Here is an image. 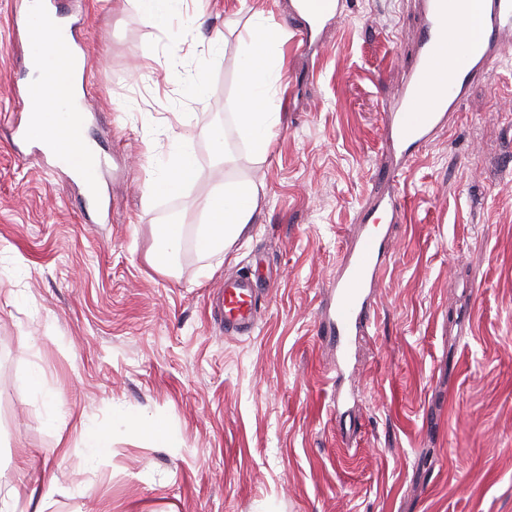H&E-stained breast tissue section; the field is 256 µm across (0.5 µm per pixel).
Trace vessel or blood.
Here are the masks:
<instances>
[{
    "mask_svg": "<svg viewBox=\"0 0 512 512\" xmlns=\"http://www.w3.org/2000/svg\"><path fill=\"white\" fill-rule=\"evenodd\" d=\"M42 2V10L22 13L30 35L28 55L31 62L39 65L41 79L22 86L17 93L27 113L13 121L12 138L28 145L42 140L45 128H52L49 150L57 166L75 176L86 202L93 203L100 194L105 159L98 152L84 149L85 117L69 107L85 81L86 70L80 65L82 56L74 34L50 24L60 13L58 0ZM471 5L478 14L477 34H460L456 45H449V30L459 31ZM341 10V0H299L301 23L296 30V43L306 46L314 27L337 18ZM419 11L421 24L412 67L404 83L382 106L385 151L390 158L383 180L390 189L377 193L371 210L342 254L331 284V301L320 316V334L335 345L339 354L336 376L340 379L345 376L353 343L368 333L373 311L371 290L383 270L386 238L376 225V212L388 214L392 222L400 221L404 203L398 182L406 167L431 143L436 132L449 124L467 100L471 87L488 79L493 64L512 54V0H419ZM49 95L63 104L62 112H38L39 103ZM422 100L427 101L428 107L420 112L416 104ZM256 304L247 278L225 274V324L239 333H252Z\"/></svg>",
    "mask_w": 512,
    "mask_h": 512,
    "instance_id": "vessel-or-blood-1",
    "label": "vessel or blood"
}]
</instances>
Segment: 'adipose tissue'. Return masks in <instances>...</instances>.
Listing matches in <instances>:
<instances>
[{
	"label": "adipose tissue",
	"mask_w": 512,
	"mask_h": 512,
	"mask_svg": "<svg viewBox=\"0 0 512 512\" xmlns=\"http://www.w3.org/2000/svg\"><path fill=\"white\" fill-rule=\"evenodd\" d=\"M283 54L278 40L263 20H254L247 40L238 49V103L234 114L238 130L253 151L265 155L273 129L282 121L281 101L268 94L269 74L281 71ZM184 136H177L168 161L152 171L147 184L151 191L168 192L192 183L197 170L182 151ZM259 203V188L249 180L225 178L203 207V219L196 233L199 249L217 255L229 248L253 220Z\"/></svg>",
	"instance_id": "adipose-tissue-1"
}]
</instances>
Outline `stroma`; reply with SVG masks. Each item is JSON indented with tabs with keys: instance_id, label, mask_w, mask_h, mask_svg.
I'll return each instance as SVG.
<instances>
[{
	"instance_id": "35a3bbf8",
	"label": "stroma",
	"mask_w": 512,
	"mask_h": 512,
	"mask_svg": "<svg viewBox=\"0 0 512 512\" xmlns=\"http://www.w3.org/2000/svg\"><path fill=\"white\" fill-rule=\"evenodd\" d=\"M87 48L90 136L109 152L95 210L31 147L13 90L30 77L14 0H0V499L10 512H512V62L494 64L399 182L386 272L337 417L318 318L380 184L381 103L402 82L415 0H345L318 58L294 43L289 0H185L170 30L135 0H69ZM261 17L283 45L267 81L283 120L256 156L234 120L237 51ZM223 34L222 55L207 41ZM201 64L192 102L169 59ZM224 125L218 163L207 130ZM197 168L154 194L178 134ZM260 187L255 221L218 256L195 228L225 177ZM182 226L164 275L153 228ZM258 296L249 336L212 298L228 272ZM43 372L45 395L27 384ZM163 441L120 430L89 464L80 424L113 406ZM50 492L32 494L35 480Z\"/></svg>"
}]
</instances>
